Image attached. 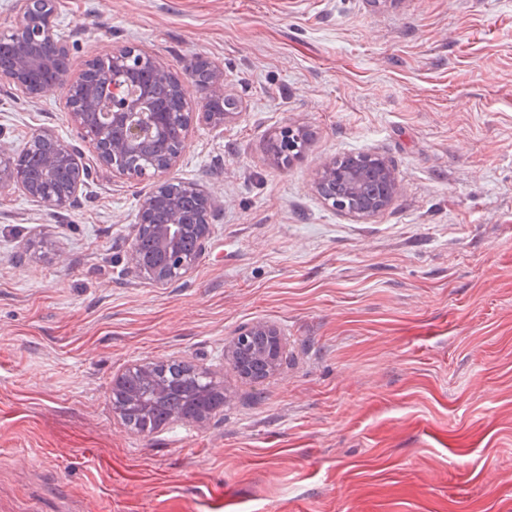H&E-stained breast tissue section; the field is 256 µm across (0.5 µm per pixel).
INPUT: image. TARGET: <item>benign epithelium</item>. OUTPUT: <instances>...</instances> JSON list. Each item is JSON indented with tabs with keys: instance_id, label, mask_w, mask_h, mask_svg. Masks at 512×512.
<instances>
[{
	"instance_id": "obj_1",
	"label": "benign epithelium",
	"mask_w": 512,
	"mask_h": 512,
	"mask_svg": "<svg viewBox=\"0 0 512 512\" xmlns=\"http://www.w3.org/2000/svg\"><path fill=\"white\" fill-rule=\"evenodd\" d=\"M14 11L11 27L0 34V43L9 45L14 53L11 65L0 66V85L27 98H38L53 88L42 80V74L51 70L57 59L69 57L70 46L58 31L55 0H15ZM109 59L87 62L83 72L67 87V117L80 130L81 143L61 139L50 130L34 133L21 151L0 154V186H14L32 200L64 207L91 178L89 168L76 164L77 157L86 150L115 175L150 182L140 199L135 237L153 238L156 253L146 257L132 245L126 253L127 264L138 278L148 283L184 280L191 276L205 252L212 233L210 214L215 201L206 190L173 176L184 144L160 153L151 152V148L164 137L170 124L189 127L193 113L189 112L185 80L135 45L117 49ZM198 68L206 70L209 76L203 87L208 101L224 103L223 110L208 107L200 118L207 125L222 129L237 109V103L224 94V69L200 57L192 66L194 70ZM42 139L52 141L54 149L45 159L41 181L32 182L19 164V157L36 150ZM299 141L300 133L289 127L282 129L270 149V160L278 165L289 163ZM184 188L201 199L191 224L179 208L180 190ZM398 188L390 162L370 153L350 155L342 161L332 159L316 179V190L327 203L359 216L385 210ZM159 206L169 211L166 224L149 220L150 213ZM246 348L252 359L265 365L267 375L277 374L283 340L276 324L261 321L245 325L226 344V360L244 378L249 377V370L239 361V354ZM160 366L159 362L141 360L113 375L110 393L120 403L112 405V409L125 428L136 430L135 416L150 414L155 400L174 387L159 371ZM185 377L202 385V401L194 402L191 414L176 416L173 421L204 428L229 396L224 377L199 365L191 366Z\"/></svg>"
}]
</instances>
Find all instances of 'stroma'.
Here are the masks:
<instances>
[{"instance_id":"35a3bbf8","label":"stroma","mask_w":512,"mask_h":512,"mask_svg":"<svg viewBox=\"0 0 512 512\" xmlns=\"http://www.w3.org/2000/svg\"><path fill=\"white\" fill-rule=\"evenodd\" d=\"M71 75L132 44L224 68L236 114L175 170L216 200L192 277L126 264L144 182L96 168L53 210L0 189V512H512V0H56ZM66 89L0 87V152L73 139ZM286 127L309 134L269 159ZM386 157L383 212L333 208L329 160ZM276 323L280 371L224 346ZM223 371L203 429L112 413L113 374Z\"/></svg>"}]
</instances>
